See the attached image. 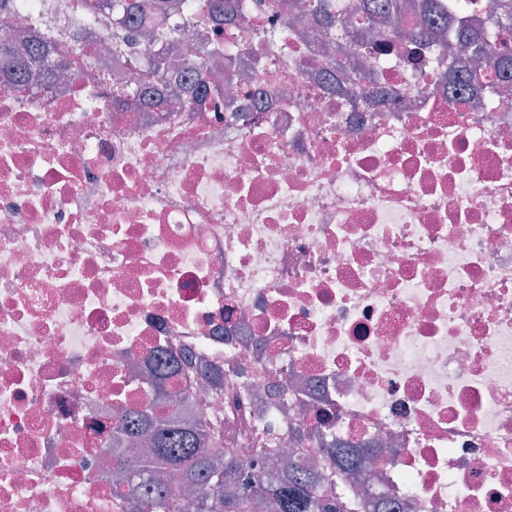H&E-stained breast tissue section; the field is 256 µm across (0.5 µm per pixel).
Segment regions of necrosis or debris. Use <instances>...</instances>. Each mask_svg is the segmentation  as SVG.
<instances>
[{"label": "necrosis or debris", "mask_w": 512, "mask_h": 512, "mask_svg": "<svg viewBox=\"0 0 512 512\" xmlns=\"http://www.w3.org/2000/svg\"><path fill=\"white\" fill-rule=\"evenodd\" d=\"M273 2L168 17L184 60L237 46L209 77L241 92L193 112L113 107L147 75L97 0L0 11L69 59L0 75V512H126L114 418L184 353L224 373L195 385L215 457L301 424L399 512H512V89L456 105L437 46L357 37L330 86L319 22Z\"/></svg>", "instance_id": "necrosis-or-debris-1"}]
</instances>
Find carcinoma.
I'll return each mask as SVG.
<instances>
[{"label": "carcinoma", "mask_w": 512, "mask_h": 512, "mask_svg": "<svg viewBox=\"0 0 512 512\" xmlns=\"http://www.w3.org/2000/svg\"><path fill=\"white\" fill-rule=\"evenodd\" d=\"M474 6H478L474 0H448L446 9L437 0H422L421 5L428 13L423 23L439 24L440 34L454 30L455 37L444 43V48L449 57L461 58L457 77L461 84L474 63L494 80L512 70V0H498L496 19L485 27L460 24L456 14ZM310 7L322 26L336 27L329 38L336 39L338 54L341 40L347 37L340 18L346 11L365 14L372 21L369 29L384 44L413 36L402 23L394 0H336L334 15L325 13L322 0H310ZM114 36L131 48L143 37L149 40L143 63L152 76L160 78L152 91L154 105L164 106L180 92L171 84V70L185 68L187 78L197 88L206 89L203 66L196 62L185 65L178 55L180 35L176 28L163 32L118 30ZM32 63L50 70L64 66L63 59L51 57L39 40L17 51L0 44V64L14 78H20L22 70ZM157 363V375L143 386L149 401L166 397L168 379L178 372L177 365L163 357ZM174 389L175 408L157 412L147 405L118 414L113 428L112 469L124 488L129 512H363L364 497L345 485V478L361 467L363 458L343 453L336 440H329L323 448V470L282 457L276 434L269 438V446L252 449L248 460L236 449L226 448L224 460L216 461L207 446L224 439V422L194 412L191 386L176 382Z\"/></svg>", "instance_id": "carcinoma-1"}]
</instances>
